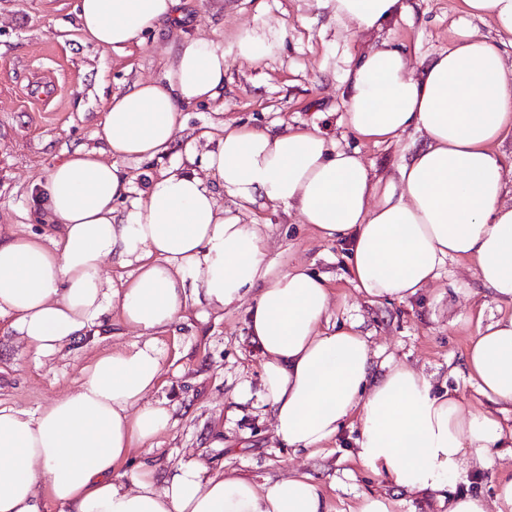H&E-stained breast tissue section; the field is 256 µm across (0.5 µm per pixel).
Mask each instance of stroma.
Wrapping results in <instances>:
<instances>
[{
  "label": "stroma",
  "mask_w": 512,
  "mask_h": 512,
  "mask_svg": "<svg viewBox=\"0 0 512 512\" xmlns=\"http://www.w3.org/2000/svg\"><path fill=\"white\" fill-rule=\"evenodd\" d=\"M404 15L382 30L356 35L316 0H182L181 24L146 32L141 45L104 49L78 30L76 0H0V228L40 234L47 227L31 194L47 169L77 148L99 149L93 132L107 97L139 79L163 78L177 43L187 35L224 47V93L182 114L176 150L150 161L126 162L135 187L177 162L178 147L226 122L251 127L317 124L328 137L359 150L376 175L397 176L404 157L421 145L420 132L366 141L341 123L340 80L348 53L385 43L412 57L448 49L462 13L459 0H406ZM281 30L277 53L258 63L233 49L242 27ZM245 223L259 224L267 238V260L275 269L301 266L325 276L332 295L330 322H358L371 351L424 370L436 388L471 398L465 354L477 316L498 315L499 304L474 265L450 259L439 278L417 296L371 304L352 281L344 243L322 239L297 210L253 207ZM244 297L224 311L185 317L158 337L167 374L155 399L173 408V425L152 446H135L125 469L140 463L166 471L193 457L210 472L234 471L257 485L294 473L310 475L330 501L356 506L373 492L386 493L396 512H435L420 495L398 491L350 458L358 433L347 427L313 455L282 444L269 414L254 401L236 402L242 382L259 388L263 357L249 336ZM138 339L109 310L98 333L75 340L62 352L37 357L23 351L0 318V402L34 412L69 393L81 368L99 353Z\"/></svg>",
  "instance_id": "35a3bbf8"
}]
</instances>
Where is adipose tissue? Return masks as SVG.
<instances>
[{
  "mask_svg": "<svg viewBox=\"0 0 512 512\" xmlns=\"http://www.w3.org/2000/svg\"><path fill=\"white\" fill-rule=\"evenodd\" d=\"M354 32L382 29L401 0H318ZM181 0H77L79 30L103 48L141 44L158 23L181 19ZM490 21L497 42L470 25L452 45L410 70L406 50L384 44L350 57L343 120L358 137L386 142L407 130L421 147L385 179L359 151L317 126L257 129L228 122L215 148L136 189L123 164L168 150L188 106L224 90V48L181 39L163 79L136 81L106 100L96 135L105 150L78 148L45 175L50 232L0 234V314L26 349L59 353L100 326L109 309L143 335L82 367L73 392L38 412L0 404V512H340L308 476L265 485L210 474L197 459L161 478L148 463L123 470L133 444L166 432L171 412L150 401L167 368L155 336L187 304L220 311L255 291L248 327L262 353L259 396L281 442L320 452L347 423L360 424L353 459L405 493L432 496L443 512H512V477L493 499L449 486L490 468L505 430L490 411L512 406V313L468 341V377L487 409L468 408L430 377L374 362L357 323L328 330L325 277L277 270L250 205L296 209L326 240L347 242L355 286L370 301L405 300L440 276L448 259L471 261L494 297L512 304V202H505L499 146L512 133V0H461ZM283 32L241 28L233 42L250 62L272 56ZM200 169H191V162ZM231 207H224L222 196ZM124 201L116 211L115 201ZM114 259L128 275L102 269Z\"/></svg>",
  "mask_w": 512,
  "mask_h": 512,
  "instance_id": "1",
  "label": "adipose tissue"
}]
</instances>
